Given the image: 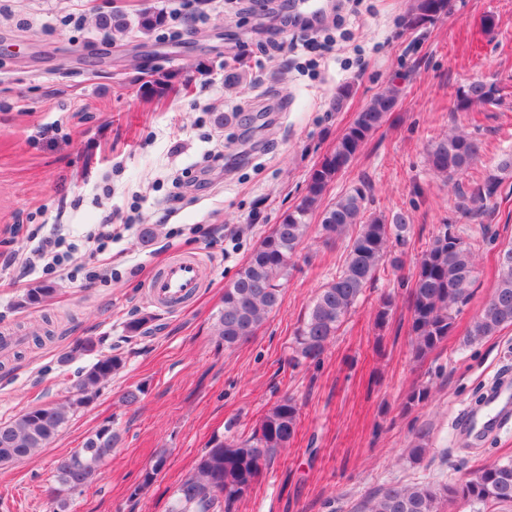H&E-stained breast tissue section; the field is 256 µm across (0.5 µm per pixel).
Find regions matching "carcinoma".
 <instances>
[{"label":"carcinoma","instance_id":"carcinoma-1","mask_svg":"<svg viewBox=\"0 0 512 512\" xmlns=\"http://www.w3.org/2000/svg\"><path fill=\"white\" fill-rule=\"evenodd\" d=\"M164 22L162 12L146 11L140 16L139 26L148 31ZM98 27L122 33L123 15L118 12L100 15ZM397 100L398 89L389 87L356 114L353 123L310 174L306 194L300 202L253 249L235 277L225 285L223 307L214 322L215 335L224 347L234 348L249 341L269 314L278 309L283 281L296 267L299 248L310 233L309 218L316 214L325 244L348 239L343 264L318 290L296 331V363L319 362L384 264L390 244L403 241L409 226V216L404 212L390 218L367 213V196L361 187L323 204L329 186L350 165L366 140L385 123ZM493 101V86L477 80L459 92L454 110L468 112ZM478 156L477 141L459 132L436 138L426 154L429 168L449 180L470 169ZM508 174H512V157L500 160L462 194V210L468 213L496 197ZM476 258V244L462 236L453 224L440 227L421 251L406 283L409 331L416 358H425L448 340L459 306L467 303L472 294ZM396 308L392 297L381 298L374 314L375 326L380 329L386 326ZM508 326H512V244L499 249L492 294L472 321L463 342L477 344ZM97 346L94 337L86 336L70 347L67 356H91L97 352ZM123 367L122 357L101 356L81 376L67 405L30 408L9 421L0 422V464L31 457L47 447L67 422L68 412L90 403L101 386ZM429 394L427 386L414 387L406 394L403 407L411 409ZM299 422L300 407L296 399L286 396L265 412L247 437L230 433L217 441L177 486L170 512L220 509L230 512L232 505L259 481L264 466L290 446ZM116 442L117 435L105 426L88 437L82 448L56 460L59 487L52 491L53 512H69L70 503L64 493L82 491L111 458ZM166 465L167 456H157L138 489L150 485ZM458 500L477 509L491 505L512 512V459L491 462L473 477L454 484L389 486L368 496L361 512H442L443 505Z\"/></svg>","mask_w":512,"mask_h":512}]
</instances>
